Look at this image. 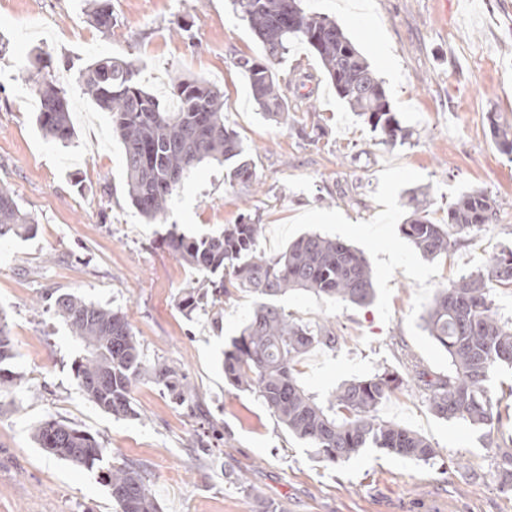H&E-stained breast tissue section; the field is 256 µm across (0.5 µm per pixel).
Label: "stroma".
Segmentation results:
<instances>
[{
	"instance_id": "1",
	"label": "stroma",
	"mask_w": 512,
	"mask_h": 512,
	"mask_svg": "<svg viewBox=\"0 0 512 512\" xmlns=\"http://www.w3.org/2000/svg\"><path fill=\"white\" fill-rule=\"evenodd\" d=\"M105 33L86 0H0V184L37 221L25 237L0 240V310L21 380L0 394V512H114L96 468L77 467L39 448L33 431L54 418L110 448V462L144 470L161 512H512L494 461L512 451V425L488 447L484 431L436 417L412 381L415 368L448 370V355L422 316L440 288L512 247V156L490 131L512 125V0H304L336 19L380 77L407 131L386 144L322 77L316 55L292 45L278 65L291 104L287 124L259 114L238 57L260 54L231 0H111ZM51 57L71 99L69 146L46 138L39 98L17 67L34 50ZM138 60L143 85L169 98L174 77L205 79L224 92V122L255 166L252 183L229 184L217 164H200L173 196L161 223L131 206L109 113L83 95L78 77L92 60ZM426 192L437 224L461 194L496 203L494 223L458 234L447 256L424 258L400 233L406 193ZM263 226L259 248L280 252L303 234L337 237L363 252L373 271L370 305L308 292L279 300L301 323H328L336 348L318 346L299 364L318 398L383 370L402 378L378 408L383 420L437 448L424 462L376 448L331 466L288 434L257 393L224 379V351L254 309L232 291L185 314L180 302L196 274L161 243L170 226L190 237L216 235L244 215ZM75 293L121 311L147 363L187 375L195 412L163 385L133 390L137 412L115 418L90 402L74 375L84 345L55 315L49 294ZM221 327H214V317Z\"/></svg>"
}]
</instances>
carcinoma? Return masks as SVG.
Returning a JSON list of instances; mask_svg holds the SVG:
<instances>
[{"instance_id": "cac0c4a2", "label": "carcinoma", "mask_w": 512, "mask_h": 512, "mask_svg": "<svg viewBox=\"0 0 512 512\" xmlns=\"http://www.w3.org/2000/svg\"><path fill=\"white\" fill-rule=\"evenodd\" d=\"M258 39L262 52L242 56L237 67L248 80L259 113L277 123L288 121L290 106L276 71L292 43H306L318 57L324 77L351 111L386 140L404 137L382 81L335 20L302 7V0H232ZM90 22L112 31L110 0H93ZM51 60L38 53L21 73L33 82L40 99L37 121L51 140L65 145L74 137L68 92L52 78ZM136 61L99 57L79 75L83 93L111 114L112 137L123 148L126 191L132 206L148 222L165 214L172 196L204 161L224 166L229 183L255 178L249 153L237 132L224 124V95L204 79L180 76L173 81L177 108L171 110L139 80ZM491 134L501 150L512 154V126L491 121ZM412 209L402 235L429 259L456 246L446 226L462 232L495 219L493 199L483 191L466 192L448 205V225L431 221L414 191ZM37 223L22 211L14 192L0 184V239L26 236ZM259 221L226 224L218 236L189 238L172 224L162 244L193 268L199 277L182 299L191 314L202 300L217 301L230 289L245 290L255 307L240 334L224 351V378L242 391H255L289 434L314 449L329 464L349 459L366 448L418 461L438 455L424 437L377 416V408L402 381L383 371L337 387L321 401L297 378L298 361L316 346L336 348L333 327H310L291 318L278 299L305 291L336 302L365 306L373 302L372 269L363 254L346 242L308 233L284 251L266 255L258 250ZM512 288V248L490 256L479 270L439 289L426 309L425 329L447 354L448 373L417 382L433 414L459 420L492 434L503 426L504 395L490 390L493 372L512 368V322L497 316L493 291ZM56 314L84 343L87 355L75 366V377L89 401L116 417H135L132 392L149 376L181 405L190 403L185 376L168 364H146L139 342L124 315L86 301L74 293L54 298ZM0 317V394L17 385L19 376L5 368L15 357L12 340ZM39 447L76 466L91 468L109 453L88 432L61 420L42 422L35 430ZM501 488L512 491V452L496 458ZM111 491L115 512H159L151 484L128 465L111 466L102 475Z\"/></svg>"}]
</instances>
